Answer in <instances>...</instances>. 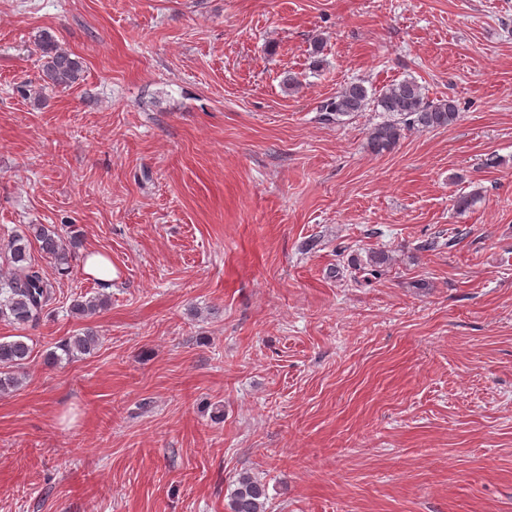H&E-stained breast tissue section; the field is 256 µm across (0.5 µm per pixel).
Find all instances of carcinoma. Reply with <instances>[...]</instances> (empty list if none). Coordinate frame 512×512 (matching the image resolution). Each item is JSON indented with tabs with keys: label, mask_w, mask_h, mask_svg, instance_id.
I'll return each mask as SVG.
<instances>
[{
	"label": "carcinoma",
	"mask_w": 512,
	"mask_h": 512,
	"mask_svg": "<svg viewBox=\"0 0 512 512\" xmlns=\"http://www.w3.org/2000/svg\"><path fill=\"white\" fill-rule=\"evenodd\" d=\"M39 73L44 86L70 88L83 80V65L79 58L62 48L48 31L38 39ZM380 110L386 116L383 122L371 128L367 145L380 155L395 148L404 131L409 129H438L447 127L459 118V108L453 99L428 100L423 88L413 79H403L387 85L379 94L368 91L360 81L350 82L336 96L321 107L322 119L340 120L367 108ZM53 262L58 274L70 272L76 240L65 241L56 229L44 224H29L9 238L0 257L6 271L0 276V321L23 327L37 326L48 306L54 301L53 283L31 253V243ZM390 258L382 251L371 252L366 260H351L354 280L381 275ZM108 296L98 293L81 296L71 303L70 313L88 317L103 308ZM99 344V337L87 329L69 336L46 354L50 365L61 360L57 351L66 356L89 355ZM31 347L18 336L12 340L0 339V393L5 394L20 384L19 369L27 363ZM268 499L266 485L249 473H242L230 493V512H266Z\"/></svg>",
	"instance_id": "cac0c4a2"
}]
</instances>
